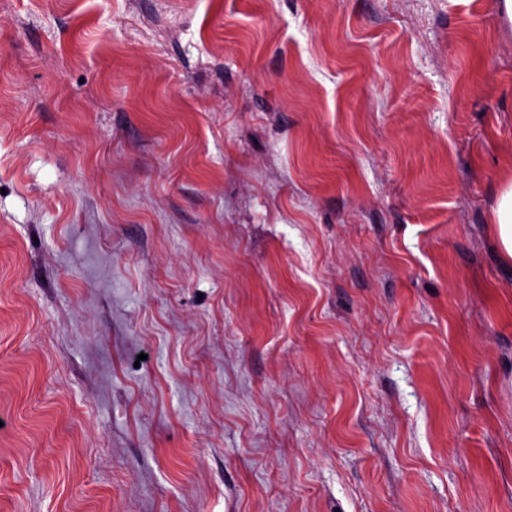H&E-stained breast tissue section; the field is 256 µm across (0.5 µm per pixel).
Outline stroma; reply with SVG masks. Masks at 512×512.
Here are the masks:
<instances>
[{"label":"stroma","instance_id":"obj_1","mask_svg":"<svg viewBox=\"0 0 512 512\" xmlns=\"http://www.w3.org/2000/svg\"><path fill=\"white\" fill-rule=\"evenodd\" d=\"M500 0H0V512H512ZM492 223L501 258L512 262V182L501 191L492 209Z\"/></svg>","mask_w":512,"mask_h":512}]
</instances>
